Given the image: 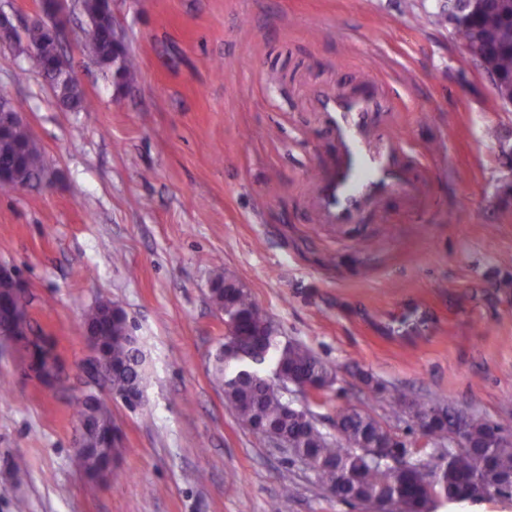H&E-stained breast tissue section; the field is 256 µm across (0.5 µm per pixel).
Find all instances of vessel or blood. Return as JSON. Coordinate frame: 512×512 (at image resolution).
<instances>
[{"mask_svg":"<svg viewBox=\"0 0 512 512\" xmlns=\"http://www.w3.org/2000/svg\"><path fill=\"white\" fill-rule=\"evenodd\" d=\"M313 96L334 144L329 163L315 175L312 206L320 223L356 224L387 198L417 194L418 181L399 159L394 137L379 130L391 103L377 84L336 93L318 87Z\"/></svg>","mask_w":512,"mask_h":512,"instance_id":"b4317fda","label":"vessel or blood"}]
</instances>
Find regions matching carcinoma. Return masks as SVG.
<instances>
[{
    "instance_id": "obj_1",
    "label": "carcinoma",
    "mask_w": 512,
    "mask_h": 512,
    "mask_svg": "<svg viewBox=\"0 0 512 512\" xmlns=\"http://www.w3.org/2000/svg\"><path fill=\"white\" fill-rule=\"evenodd\" d=\"M90 26L95 28L87 43L89 53L97 63L112 69L116 49L112 45V14L103 0H82ZM456 41L477 53H493L495 69L505 78H512V18L500 13L496 0H485L483 11L473 25L453 29ZM138 73L136 60L123 53L118 66L119 82L125 84ZM59 104L70 112L87 111L84 92L75 80L54 83ZM10 114L0 110V192L8 193L22 184L36 180L44 172V160L28 127L14 126ZM210 293L224 307L226 316L234 318L248 330L265 328L267 318L251 294L241 291L234 282L220 275L211 280ZM0 295L15 299V308L26 309L23 289L12 280H0ZM84 328L97 332L95 341L105 364L115 368L108 378L109 388L141 391L144 381L143 357L134 338L129 335V323L124 313L112 315L109 304L98 302L83 314ZM244 355H230L220 349L215 355L213 372L224 387V397L242 422L268 428L292 442L296 455L302 459L317 480L332 490L337 500L349 504L375 505L390 501L402 503L406 512H434L443 497L450 502L485 499L486 488L499 484L498 496L512 498V484L501 477L512 474V452L505 448L456 449L438 456L431 452L413 455L403 451L401 458L411 466L400 470L369 455L367 446L386 435L387 430L371 415L355 408H343L336 414L337 435L331 439L319 430L288 417L284 402L269 391L267 380L253 371L241 369L236 361L246 357L256 363L275 354V369L297 378L321 382L333 374V369L298 343H280L275 336H262L260 342L246 337ZM31 355L34 370L44 376L53 373L55 356L40 339L32 340ZM437 399L408 401L399 391L391 394V413L411 424H417L428 407L440 406ZM73 414L89 422L92 428L86 436V447L78 448L72 458L96 488L97 480L110 470L113 457L120 454L117 441L106 443L102 435L112 430V410L93 390L74 396ZM416 468L435 471L431 481L413 477Z\"/></svg>"
}]
</instances>
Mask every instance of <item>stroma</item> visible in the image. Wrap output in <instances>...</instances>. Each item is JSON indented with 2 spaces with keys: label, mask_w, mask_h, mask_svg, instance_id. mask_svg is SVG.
Instances as JSON below:
<instances>
[{
  "label": "stroma",
  "mask_w": 512,
  "mask_h": 512,
  "mask_svg": "<svg viewBox=\"0 0 512 512\" xmlns=\"http://www.w3.org/2000/svg\"><path fill=\"white\" fill-rule=\"evenodd\" d=\"M40 0H0V94L46 160L0 194V267L29 299L33 333L63 372L45 386L0 340V512H367L337 500L231 411L212 375L224 313L209 281L246 288L281 342L334 368L315 404L336 434L345 406L416 450L390 395L437 398L512 435V107L456 42L442 0H112L139 62L120 88L85 48L81 0L61 45L88 111L66 112L28 58ZM389 87L384 117L420 162L425 194L386 200L365 222L319 223L314 172L331 145L310 94L366 77ZM108 301L143 352V400H111L84 369L82 316ZM110 399L123 454L96 493L73 470L71 398Z\"/></svg>",
  "instance_id": "35a3bbf8"
}]
</instances>
